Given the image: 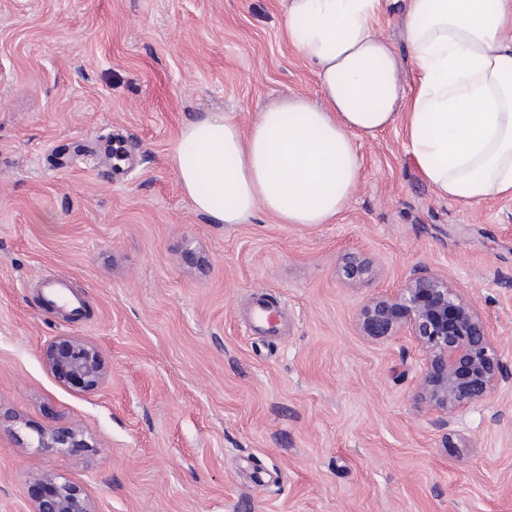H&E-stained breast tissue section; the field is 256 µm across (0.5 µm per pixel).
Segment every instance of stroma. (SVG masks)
Instances as JSON below:
<instances>
[{"mask_svg": "<svg viewBox=\"0 0 512 512\" xmlns=\"http://www.w3.org/2000/svg\"><path fill=\"white\" fill-rule=\"evenodd\" d=\"M285 23L281 0H0V404L19 418L0 432V512H22L38 472L99 512H512V381L437 427L414 399L421 352L357 328L422 264L466 290L512 370V197L438 198L397 127L359 143L333 224H213L181 190L185 123L246 128L280 97L318 99ZM114 138L134 159L121 181ZM348 253L368 283L340 279ZM57 275L79 315L45 298ZM261 298L278 335L251 328ZM62 333L101 348L97 391L46 370ZM70 423L90 448H35Z\"/></svg>", "mask_w": 512, "mask_h": 512, "instance_id": "obj_1", "label": "stroma"}]
</instances>
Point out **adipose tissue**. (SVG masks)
<instances>
[{
  "label": "adipose tissue",
  "mask_w": 512,
  "mask_h": 512,
  "mask_svg": "<svg viewBox=\"0 0 512 512\" xmlns=\"http://www.w3.org/2000/svg\"><path fill=\"white\" fill-rule=\"evenodd\" d=\"M283 7L320 99L282 98L246 133L223 112L186 123L172 164L198 213L216 224L259 210L281 224L333 223L360 181L358 142L397 125L439 198L512 197V0H402L404 59L376 29L383 0Z\"/></svg>",
  "instance_id": "adipose-tissue-1"
}]
</instances>
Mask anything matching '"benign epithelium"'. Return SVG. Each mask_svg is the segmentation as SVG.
<instances>
[{
  "mask_svg": "<svg viewBox=\"0 0 512 512\" xmlns=\"http://www.w3.org/2000/svg\"><path fill=\"white\" fill-rule=\"evenodd\" d=\"M369 262L358 254L344 257L341 275L352 284L368 278ZM357 326L370 341L409 337L425 355L416 401L449 427L463 408L482 402L512 378L501 359L490 326L472 300L444 274L413 266L399 288L368 297ZM47 371L62 386L84 392L101 387L109 369L95 343L69 333L52 337L42 351ZM36 447L44 452H78L90 447L77 425L37 431ZM31 481L44 490L28 503V512H98L96 502L80 484L51 473Z\"/></svg>",
  "mask_w": 512,
  "mask_h": 512,
  "instance_id": "7a95c632",
  "label": "benign epithelium"
}]
</instances>
